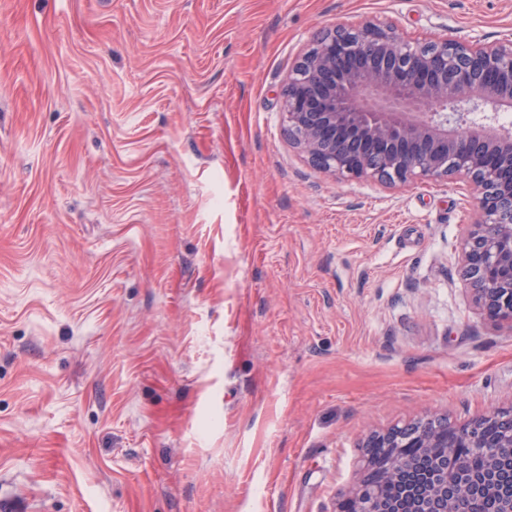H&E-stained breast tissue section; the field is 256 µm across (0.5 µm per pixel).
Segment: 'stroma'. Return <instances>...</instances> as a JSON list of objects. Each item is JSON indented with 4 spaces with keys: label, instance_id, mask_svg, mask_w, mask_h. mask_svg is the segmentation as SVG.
<instances>
[{
    "label": "stroma",
    "instance_id": "obj_1",
    "mask_svg": "<svg viewBox=\"0 0 512 512\" xmlns=\"http://www.w3.org/2000/svg\"><path fill=\"white\" fill-rule=\"evenodd\" d=\"M512 32V0H0V498L337 512L372 431L512 402L462 181L288 140L316 32Z\"/></svg>",
    "mask_w": 512,
    "mask_h": 512
}]
</instances>
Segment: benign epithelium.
I'll return each mask as SVG.
<instances>
[{
  "label": "benign epithelium",
  "mask_w": 512,
  "mask_h": 512,
  "mask_svg": "<svg viewBox=\"0 0 512 512\" xmlns=\"http://www.w3.org/2000/svg\"><path fill=\"white\" fill-rule=\"evenodd\" d=\"M512 110V33L411 41L396 28L366 20L338 23L296 64L285 90L288 140L319 170L337 178L405 186L463 179L477 217L460 242L473 300L485 319L512 332V133L494 130ZM386 449L369 459L359 486L338 512H398L371 479L400 475L407 449H448L453 475L432 479L416 512H480L494 498L512 512V404L461 424L431 416L370 433L363 447ZM480 453L482 469L469 465Z\"/></svg>",
  "instance_id": "7a95c632"
}]
</instances>
